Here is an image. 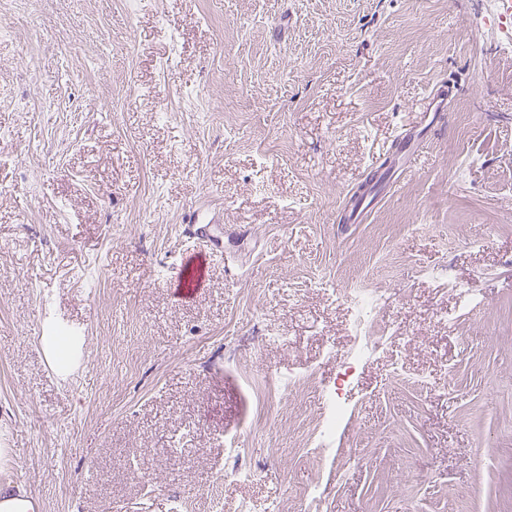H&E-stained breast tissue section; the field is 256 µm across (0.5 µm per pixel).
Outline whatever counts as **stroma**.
Wrapping results in <instances>:
<instances>
[{"label": "stroma", "instance_id": "1", "mask_svg": "<svg viewBox=\"0 0 512 512\" xmlns=\"http://www.w3.org/2000/svg\"><path fill=\"white\" fill-rule=\"evenodd\" d=\"M406 133L411 169L367 182ZM213 207L214 247L186 220ZM452 280L483 305L448 324ZM357 286L393 334L351 371ZM0 448L35 512H300L308 487L323 512H512V18L0 0ZM351 410L347 403L338 401L335 408L329 416H327L316 429L313 435L314 453L316 456H320L332 445L333 439L337 432L338 427L343 423Z\"/></svg>", "mask_w": 512, "mask_h": 512}]
</instances>
